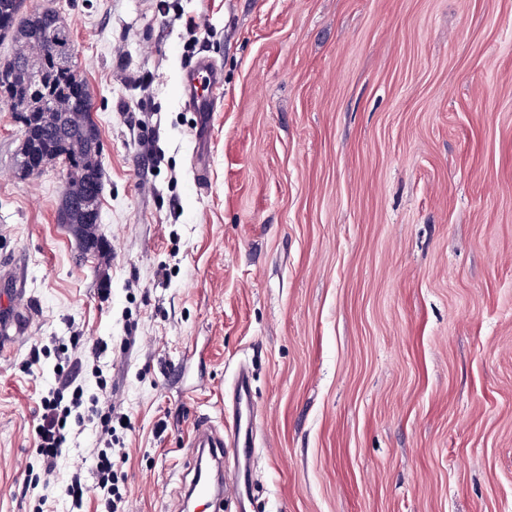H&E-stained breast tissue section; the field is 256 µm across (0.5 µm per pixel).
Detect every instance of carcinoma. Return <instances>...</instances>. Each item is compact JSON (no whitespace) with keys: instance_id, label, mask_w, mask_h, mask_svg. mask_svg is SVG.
<instances>
[{"instance_id":"cac0c4a2","label":"carcinoma","mask_w":512,"mask_h":512,"mask_svg":"<svg viewBox=\"0 0 512 512\" xmlns=\"http://www.w3.org/2000/svg\"><path fill=\"white\" fill-rule=\"evenodd\" d=\"M18 0H0V35L12 34L19 51L0 67V102L15 112L24 131L20 168L26 176L50 162L63 164L68 185L57 213L80 238L83 252H96L102 240L95 233L100 211L89 201L102 195L99 129L92 118L86 83L74 78V43L61 18L50 8L20 15ZM50 34L65 48L48 53ZM49 98L55 112L45 117L41 103Z\"/></svg>"}]
</instances>
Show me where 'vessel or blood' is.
I'll use <instances>...</instances> for the list:
<instances>
[{"instance_id":"1","label":"vessel or blood","mask_w":512,"mask_h":512,"mask_svg":"<svg viewBox=\"0 0 512 512\" xmlns=\"http://www.w3.org/2000/svg\"><path fill=\"white\" fill-rule=\"evenodd\" d=\"M222 86L221 73L208 58H198L184 80V94L188 103L202 113L210 112L214 99ZM239 408L233 416L231 440L213 433L206 425L196 424L190 437L195 455L205 456L211 466L209 475L194 474L187 494L192 499L214 504L223 502L229 485L240 491L249 488L248 472L226 474L223 471L224 450L233 448L239 457L249 458L254 451L253 430L255 417L252 410L251 383L246 370H239L236 378Z\"/></svg>"}]
</instances>
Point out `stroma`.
<instances>
[{
    "mask_svg": "<svg viewBox=\"0 0 512 512\" xmlns=\"http://www.w3.org/2000/svg\"><path fill=\"white\" fill-rule=\"evenodd\" d=\"M47 5L92 97L105 244L58 223L63 165L19 174L0 104V512H72L67 470L28 485L40 398L64 363L97 394L99 344L127 512H181L188 435L223 430L243 365L255 502L223 512H512V0L22 11ZM202 56L206 123L182 94ZM222 86L221 73L206 57H200L186 74L184 94L196 112L210 113Z\"/></svg>",
    "mask_w": 512,
    "mask_h": 512,
    "instance_id": "35a3bbf8",
    "label": "stroma"
}]
</instances>
